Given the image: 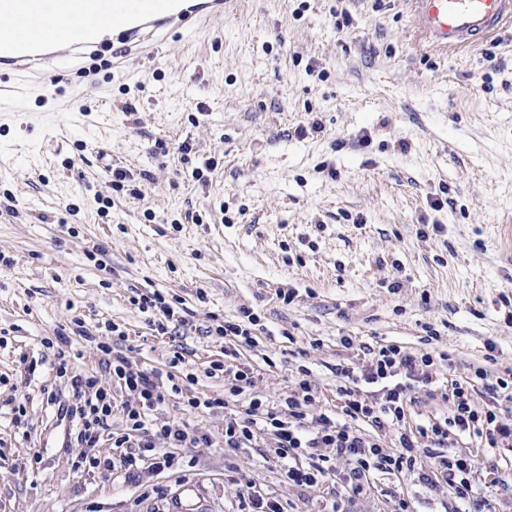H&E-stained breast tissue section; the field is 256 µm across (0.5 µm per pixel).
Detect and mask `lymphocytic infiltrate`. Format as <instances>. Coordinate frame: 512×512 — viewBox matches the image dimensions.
<instances>
[{
  "mask_svg": "<svg viewBox=\"0 0 512 512\" xmlns=\"http://www.w3.org/2000/svg\"><path fill=\"white\" fill-rule=\"evenodd\" d=\"M89 342L104 354V365L113 381L134 398L132 404L126 405L125 411L131 430L141 435L140 452L129 451L128 437L112 440V447L125 470H138L145 463L161 470L172 464L171 449L186 444L208 443V436L193 432L187 422L159 423L155 420L167 394L181 391L175 374L150 370L131 360L126 353L115 349L112 337L93 336ZM432 363L430 355L414 357L391 345L379 348L365 372L358 374L347 368L340 369L342 383L338 391L343 399L344 415L340 421L327 415L309 419L307 409L315 400V392L304 380L287 400V418L263 409L261 402L255 399L242 402L238 410H230L229 397L241 395L244 386L252 382L248 370L243 368L237 369L233 375L235 384L229 397L192 396L184 399L183 404L191 413L225 411L224 445L229 449L244 447L253 440L256 431L272 429L278 442L275 453L278 459L288 464V480L298 486L325 478L328 470L319 463L308 469L295 467L291 464L292 458L313 455L320 448L335 449L337 456L350 461L352 468L348 479L355 487L369 471L391 472L413 467L418 448L416 437L401 433L399 453L389 454L379 443L364 437L355 424L369 422L379 428L402 425L407 407V382L423 375L425 368ZM56 372L70 379L73 398L61 404L60 409L75 424L76 443L84 448L97 447L109 428L113 405L111 391L105 389L96 376L73 373L67 362H58ZM487 377V372L479 368L474 371L472 380L452 382L445 394L451 405V417L419 427V435L442 445L447 443L450 434L475 431L484 437L489 448L497 447L500 440L512 436L511 429L500 425L495 407L480 410L470 401L473 380ZM364 383L379 386V394H362L360 386ZM440 466L448 478L449 490L468 502L472 512H482L481 504L472 495L473 460L458 456L445 458Z\"/></svg>",
  "mask_w": 512,
  "mask_h": 512,
  "instance_id": "1",
  "label": "lymphocytic infiltrate"
}]
</instances>
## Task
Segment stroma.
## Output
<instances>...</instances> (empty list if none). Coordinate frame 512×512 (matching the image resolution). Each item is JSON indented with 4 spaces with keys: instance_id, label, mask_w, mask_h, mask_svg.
I'll use <instances>...</instances> for the list:
<instances>
[{
    "instance_id": "obj_1",
    "label": "stroma",
    "mask_w": 512,
    "mask_h": 512,
    "mask_svg": "<svg viewBox=\"0 0 512 512\" xmlns=\"http://www.w3.org/2000/svg\"><path fill=\"white\" fill-rule=\"evenodd\" d=\"M113 54L95 79L65 57L42 89L0 101V512H250L254 491L284 512H466L439 469L448 455L475 459V496L512 512V447L473 433L419 438L414 471L373 470L354 491L326 448L332 475L297 486L271 431L231 450L223 415L173 399L159 420L187 419L210 444L173 449L161 472L87 474L47 402L72 397L52 370L65 359L111 389L124 433L127 396L76 331L109 323L140 365L221 394L233 378L205 375L224 359L210 328L248 310L235 363L271 410L305 377L309 416L340 413L337 370L395 345L434 363L409 384L403 429L361 424L387 452L448 417L446 385L478 368L474 405L512 426V399L487 387L512 374V24L446 52L406 0H241L159 58L119 70ZM116 170L130 190H113ZM147 291L189 325L158 333L131 303ZM60 331L67 346L43 347Z\"/></svg>"
}]
</instances>
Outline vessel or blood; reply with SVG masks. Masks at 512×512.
<instances>
[{
	"mask_svg": "<svg viewBox=\"0 0 512 512\" xmlns=\"http://www.w3.org/2000/svg\"><path fill=\"white\" fill-rule=\"evenodd\" d=\"M424 37L463 50L512 23V0H409ZM239 0H0V62L20 75L56 67L60 57L91 59L101 33L122 29L125 58L152 56L169 33L207 26L236 11Z\"/></svg>",
	"mask_w": 512,
	"mask_h": 512,
	"instance_id": "obj_1",
	"label": "vessel or blood"
}]
</instances>
